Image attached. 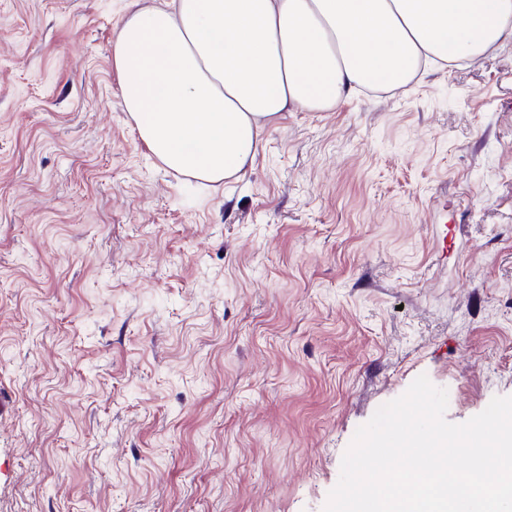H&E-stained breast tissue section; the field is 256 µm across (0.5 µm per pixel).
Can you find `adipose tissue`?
<instances>
[{
  "instance_id": "1",
  "label": "adipose tissue",
  "mask_w": 512,
  "mask_h": 512,
  "mask_svg": "<svg viewBox=\"0 0 512 512\" xmlns=\"http://www.w3.org/2000/svg\"><path fill=\"white\" fill-rule=\"evenodd\" d=\"M510 39L512 0H174L128 8L113 61L149 151L216 184L252 164L284 113L402 87Z\"/></svg>"
}]
</instances>
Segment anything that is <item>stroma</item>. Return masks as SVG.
<instances>
[{
  "instance_id": "stroma-1",
  "label": "stroma",
  "mask_w": 512,
  "mask_h": 512,
  "mask_svg": "<svg viewBox=\"0 0 512 512\" xmlns=\"http://www.w3.org/2000/svg\"><path fill=\"white\" fill-rule=\"evenodd\" d=\"M127 2L0 0V512H323L419 375L512 396V42L210 186L124 110Z\"/></svg>"
}]
</instances>
